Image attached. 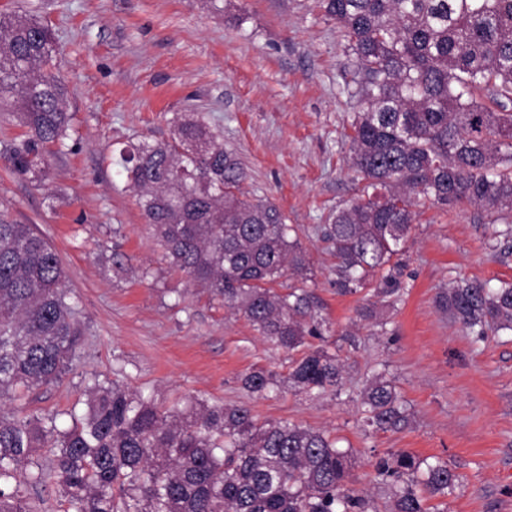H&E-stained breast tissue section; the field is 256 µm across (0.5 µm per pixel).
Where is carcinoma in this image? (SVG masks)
I'll list each match as a JSON object with an SVG mask.
<instances>
[{
	"mask_svg": "<svg viewBox=\"0 0 512 512\" xmlns=\"http://www.w3.org/2000/svg\"><path fill=\"white\" fill-rule=\"evenodd\" d=\"M340 29L355 70L345 91L358 195L316 228L336 258L340 295L399 298L418 208L478 205L512 217V0H316ZM53 30L26 13L0 15V102L15 107L24 138L0 154L42 183L50 147L70 138L68 89L52 70ZM168 140H130L113 164L154 227L170 267L224 300L288 353V375L253 371L251 393L288 385L338 391L344 362L322 346L329 323L297 228L273 204L240 191L246 178L203 112H183ZM289 275L300 285L274 288ZM49 241L29 224L0 220V398L56 385L83 341L78 312ZM438 305L467 335L512 332V284L459 279ZM320 341L314 345L313 340ZM85 409L61 429L54 414L0 413V512H34L21 485L44 481L38 451L66 512H374L352 487L355 455L319 430L260 422L246 405L190 399L181 410L117 382L87 387ZM366 425L393 429L405 409L391 381L372 375L360 393ZM389 512H431L459 481L448 464L408 452L376 461Z\"/></svg>",
	"mask_w": 512,
	"mask_h": 512,
	"instance_id": "obj_1",
	"label": "carcinoma"
}]
</instances>
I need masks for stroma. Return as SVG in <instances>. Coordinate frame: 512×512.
Wrapping results in <instances>:
<instances>
[{
  "label": "stroma",
  "instance_id": "stroma-1",
  "mask_svg": "<svg viewBox=\"0 0 512 512\" xmlns=\"http://www.w3.org/2000/svg\"><path fill=\"white\" fill-rule=\"evenodd\" d=\"M53 30L68 85L72 138L38 186L0 158V216L33 224L53 244L77 303L84 341L60 386L0 401L4 413L83 407L90 380H118L164 409L196 397L244 404L261 421L328 432L357 455L356 488L388 499L374 464L390 451L437 457L460 476L448 512H512V336L473 342L436 304L460 278L512 281V237L494 236L478 206L421 208L402 256L399 300L358 318L338 295L334 260L314 232L355 196L349 168L353 57L313 0H0ZM207 113L247 170L241 190L300 225L314 270L325 342L346 364L340 393L258 396L253 371L288 372V355L220 298L172 271L111 159L128 139L169 138L176 113ZM120 251L130 268L112 270ZM391 380L407 420L364 430L358 394Z\"/></svg>",
  "mask_w": 512,
  "mask_h": 512
}]
</instances>
